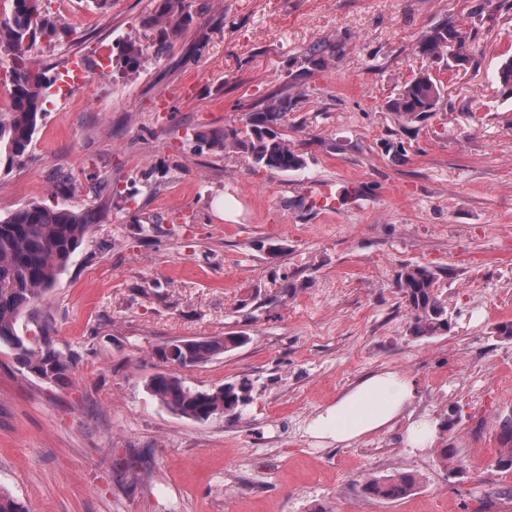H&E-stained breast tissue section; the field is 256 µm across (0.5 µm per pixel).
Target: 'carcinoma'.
<instances>
[{
	"label": "carcinoma",
	"instance_id": "carcinoma-1",
	"mask_svg": "<svg viewBox=\"0 0 512 512\" xmlns=\"http://www.w3.org/2000/svg\"><path fill=\"white\" fill-rule=\"evenodd\" d=\"M7 2L8 9L0 13V67L11 70L6 83L11 103L8 111L0 113V160L11 166L28 154L44 114L45 93L57 80L31 61L29 48L38 38L50 40L67 33L68 27L46 11L45 0ZM192 6V0H158L155 12L142 21L143 39L129 37L116 45L107 76L123 79L138 73L147 58L158 59L167 54L193 22ZM472 42V30L451 21L429 28L417 49L429 59L445 57L448 67L460 69L471 62ZM497 82L501 93L512 98V56L500 61ZM443 99L441 82L425 70L403 82L387 102V109L410 121H419L437 111ZM297 105L296 96L272 94L261 107L245 115L243 126L226 128L211 142L244 149L255 169L298 170L305 165L304 155L284 134L288 114ZM93 223L95 217L89 211L41 203L0 216V345L14 350L26 372L61 387L72 383L73 357L53 343L52 323L36 316V312ZM435 284V273L425 267L406 266L398 273L397 287L405 299L414 336L433 337L448 330V317ZM23 319L34 326L30 338L19 333ZM245 341V336L233 333L178 340L174 342L176 357L169 358L165 346L158 348L155 356L165 366L178 362L193 367ZM147 389L173 412L203 422L233 411L243 400L242 392L232 384L200 390L168 371L154 375ZM418 485V475L395 471L366 480L362 490L372 498L396 500Z\"/></svg>",
	"mask_w": 512,
	"mask_h": 512
}]
</instances>
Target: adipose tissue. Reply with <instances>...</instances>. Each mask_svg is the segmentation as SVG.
I'll use <instances>...</instances> for the list:
<instances>
[{
  "instance_id": "1",
  "label": "adipose tissue",
  "mask_w": 512,
  "mask_h": 512,
  "mask_svg": "<svg viewBox=\"0 0 512 512\" xmlns=\"http://www.w3.org/2000/svg\"><path fill=\"white\" fill-rule=\"evenodd\" d=\"M417 393L413 378L381 371L362 378L309 422L308 433L321 441L349 445L388 430Z\"/></svg>"
}]
</instances>
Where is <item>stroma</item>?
Instances as JSON below:
<instances>
[{"label": "stroma", "instance_id": "35a3bbf8", "mask_svg": "<svg viewBox=\"0 0 512 512\" xmlns=\"http://www.w3.org/2000/svg\"><path fill=\"white\" fill-rule=\"evenodd\" d=\"M194 0V22L138 74L103 76L113 45L141 35L154 0H46L70 35L29 55L56 75L20 165H0V215L31 203L92 210L41 308L73 354L47 384L0 346V489L28 512H512V471L493 468L512 415V0ZM473 29L472 66L420 55L442 21ZM316 44L342 47L323 67ZM427 69L439 111L406 122L386 103ZM300 93L288 138L304 168L256 170L202 139L239 127L274 93ZM74 188L58 191V172ZM332 213L309 208L322 187ZM232 205L233 219L224 216ZM425 266L448 329L416 337L396 275ZM240 333L245 345L181 369L187 384L246 388L206 422L147 390L167 342ZM414 378L387 431L322 445L307 424L366 375ZM457 449L406 442L409 423ZM417 492L366 498L394 471Z\"/></svg>", "mask_w": 512, "mask_h": 512}]
</instances>
